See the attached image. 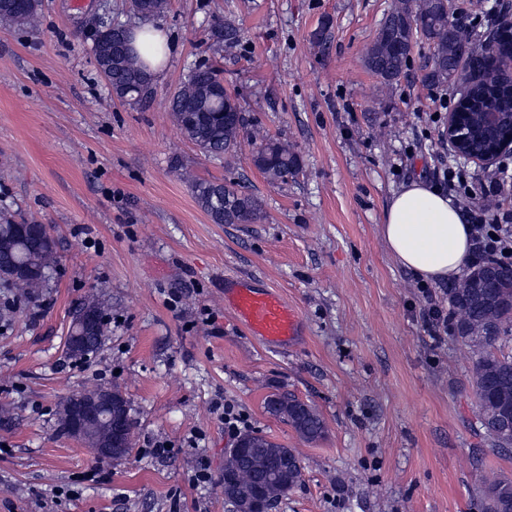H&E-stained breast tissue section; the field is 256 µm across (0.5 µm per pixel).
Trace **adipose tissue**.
Wrapping results in <instances>:
<instances>
[{"label":"adipose tissue","mask_w":512,"mask_h":512,"mask_svg":"<svg viewBox=\"0 0 512 512\" xmlns=\"http://www.w3.org/2000/svg\"><path fill=\"white\" fill-rule=\"evenodd\" d=\"M133 46L155 74L170 54L166 38L151 24L135 28ZM380 232L399 265L428 282L454 279L470 254L469 225L460 207L421 180L409 181L392 193Z\"/></svg>","instance_id":"1"}]
</instances>
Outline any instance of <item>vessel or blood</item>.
Listing matches in <instances>:
<instances>
[{
    "mask_svg": "<svg viewBox=\"0 0 512 512\" xmlns=\"http://www.w3.org/2000/svg\"><path fill=\"white\" fill-rule=\"evenodd\" d=\"M224 302L232 309L237 321L266 346L286 349L294 344L301 316L276 293L251 288L244 280L236 278L232 280Z\"/></svg>",
    "mask_w": 512,
    "mask_h": 512,
    "instance_id": "b4317fda",
    "label": "vessel or blood"
}]
</instances>
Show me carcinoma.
Masks as SVG:
<instances>
[{
    "label": "carcinoma",
    "mask_w": 512,
    "mask_h": 512,
    "mask_svg": "<svg viewBox=\"0 0 512 512\" xmlns=\"http://www.w3.org/2000/svg\"><path fill=\"white\" fill-rule=\"evenodd\" d=\"M22 12L12 8L11 0L0 3V24L17 23L35 27L39 0ZM143 0H129V10L140 20L159 17L168 0H151L152 12L141 9ZM448 0H390L384 22L364 57L365 67L386 88L406 73L412 51L418 42L429 50L424 81L441 87H454L460 80L461 63L466 52L476 51L472 33L450 19ZM96 68L109 86L112 96L134 107L143 108L153 97V76L136 53H128L119 65L93 55ZM464 112H482L486 108L512 113V82L492 72L490 76L464 86L458 98ZM168 110L185 137L205 156L220 159L232 156L238 146L245 117L238 98L224 88L221 70L206 67L193 70L173 92ZM233 112L228 122L224 113ZM254 166L272 180H283L299 169L298 156L288 143L260 137L253 155ZM197 205L215 224H253L262 218L257 197L232 183L202 178L190 179ZM18 223L10 215L0 214V286L18 297H37L49 282L56 262L55 244L40 249L17 232ZM27 267L33 273L12 280L5 273L9 266ZM489 266H476L463 275L458 287L448 289L452 308L451 333L468 346L475 356L470 385L477 402V416L485 436L495 450L512 447V426L503 434L496 415L506 407L512 413V353L502 350L512 335V276L503 272L498 288L487 292L476 287ZM91 308L103 318L99 335H107L109 313L103 302L81 301L74 311ZM278 398L288 403V422L306 440L316 441L325 434V425L313 407L288 394ZM242 436L250 439L248 451H276L284 446L256 432ZM484 512H512V479L494 477L485 481Z\"/></svg>",
    "instance_id": "obj_1"
}]
</instances>
